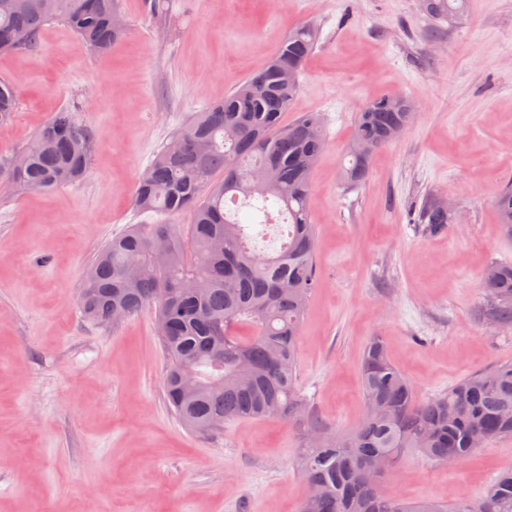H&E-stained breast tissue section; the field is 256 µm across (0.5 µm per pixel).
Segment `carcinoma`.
<instances>
[{
  "mask_svg": "<svg viewBox=\"0 0 512 512\" xmlns=\"http://www.w3.org/2000/svg\"><path fill=\"white\" fill-rule=\"evenodd\" d=\"M468 0H427L436 21L466 12ZM117 0H0V54L32 51L41 30L64 23L92 50L108 49L126 28L112 26ZM319 41L300 25L258 73L208 104L175 134L137 181L133 203L143 214H191V223L133 224L98 252L84 277L83 317L116 323L155 307L167 364L168 405L191 432L207 434L238 420L303 422L298 468L311 488L300 512H512V469L500 471L480 496L408 503L385 495L382 479L413 453L443 465L463 464L482 445L512 437V362L465 378L448 392L419 398L390 361L380 337L368 343L359 369L365 411L346 434L312 419L297 376L306 306L318 287L311 186L326 145L325 127L309 112L283 128V112L301 89L300 76ZM14 88L0 80V124L17 111ZM410 122L408 99L382 96L358 112L342 165L353 186L365 180L373 154ZM94 129L61 109L20 152L0 155V176L16 188L49 190L86 174ZM224 173L218 182L212 176ZM242 207L279 230L280 247L256 244L238 217ZM495 207L512 236V188ZM452 217L430 201L418 212L439 233ZM485 313L512 325V263L489 267ZM241 322L254 332H235Z\"/></svg>",
  "mask_w": 512,
  "mask_h": 512,
  "instance_id": "1",
  "label": "carcinoma"
}]
</instances>
